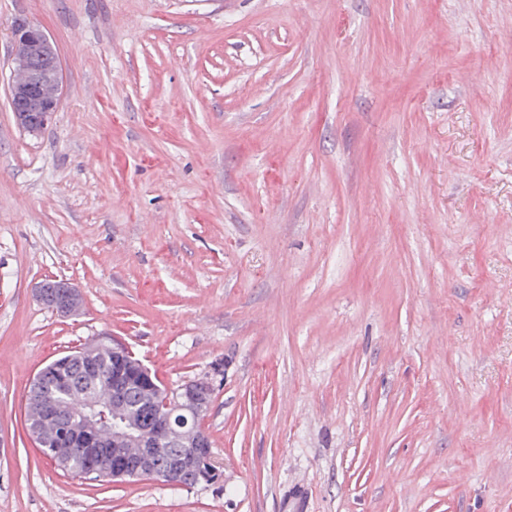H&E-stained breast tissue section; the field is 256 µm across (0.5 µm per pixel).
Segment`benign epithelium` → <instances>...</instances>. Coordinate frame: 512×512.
<instances>
[{"label": "benign epithelium", "instance_id": "1", "mask_svg": "<svg viewBox=\"0 0 512 512\" xmlns=\"http://www.w3.org/2000/svg\"><path fill=\"white\" fill-rule=\"evenodd\" d=\"M13 49L30 55L37 53V48L48 43V35L38 26L23 19L15 21L11 28ZM42 64L37 62L30 78L24 83H10L9 99L17 125L26 132L38 133L57 111L61 95V72L59 63L53 64L56 76L55 91L47 95L42 80ZM81 371L80 382L87 379L98 380L101 373L99 361L92 356L78 358ZM52 373L64 392L76 391L83 396L78 407L63 406L55 401L42 402V411L35 413L36 422L29 428L33 439L42 446H50L44 435L47 424L57 425L69 416L80 417L91 414L106 421V416L98 413L99 404L91 395V389L81 388L73 383L70 360H61L47 368ZM224 377V364L215 362L211 372L202 378V385L193 380H186L178 387L161 389L160 381L152 370L142 361L135 359L127 345L119 340H112V399L108 411L120 413L124 410L129 396L138 391H155L163 398L162 411L158 413L154 424L147 429H138L143 458L126 454L122 439L131 427L112 428V437L94 439L75 431L62 430L61 436L69 437L91 454L104 452L112 457V467L106 470L105 477L114 482L129 479H158L167 481L171 473L176 472L181 480L175 485L190 487L195 484L193 477L205 467L217 469L209 434L200 431L203 420L211 405L214 383Z\"/></svg>", "mask_w": 512, "mask_h": 512}]
</instances>
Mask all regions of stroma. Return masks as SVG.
Listing matches in <instances>:
<instances>
[{
    "instance_id": "1",
    "label": "stroma",
    "mask_w": 512,
    "mask_h": 512,
    "mask_svg": "<svg viewBox=\"0 0 512 512\" xmlns=\"http://www.w3.org/2000/svg\"><path fill=\"white\" fill-rule=\"evenodd\" d=\"M99 336L224 361L223 487L35 448L33 378ZM0 512H512V0H0ZM11 40L12 49L25 52L31 56L37 53L38 47L50 41L48 35L40 27L23 19L16 20L12 26ZM41 54L43 56L42 63L47 68H49L50 60L57 58L56 50L51 41L42 47ZM42 71V64L36 61L33 72L26 82L11 81L8 88L17 125L29 133H38L44 128L49 118L57 111L61 95L62 80L58 61L53 64L56 81L55 91L51 96L46 94ZM53 73L48 75L45 81L46 86L52 85Z\"/></svg>"
}]
</instances>
